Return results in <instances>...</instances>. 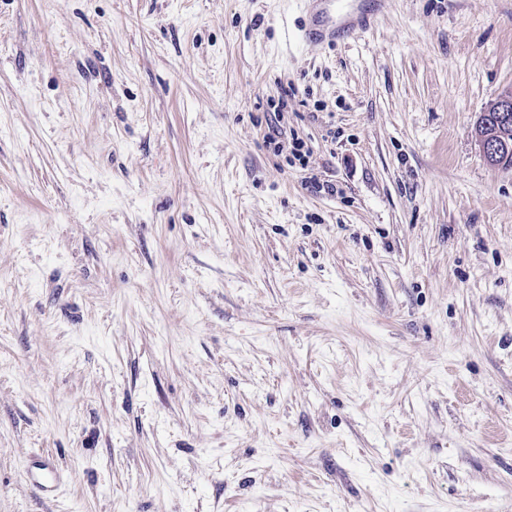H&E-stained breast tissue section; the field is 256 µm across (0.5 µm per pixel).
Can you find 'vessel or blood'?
<instances>
[{"mask_svg":"<svg viewBox=\"0 0 512 512\" xmlns=\"http://www.w3.org/2000/svg\"><path fill=\"white\" fill-rule=\"evenodd\" d=\"M385 0H374L373 5L361 0H349L346 8L336 6V0H307L309 26L305 36L321 45L339 38H356L369 32ZM29 483L41 494L49 495L61 483V474L54 461L47 457L32 459L26 467Z\"/></svg>","mask_w":512,"mask_h":512,"instance_id":"vessel-or-blood-1","label":"vessel or blood"}]
</instances>
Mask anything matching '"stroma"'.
<instances>
[{
    "mask_svg": "<svg viewBox=\"0 0 512 512\" xmlns=\"http://www.w3.org/2000/svg\"><path fill=\"white\" fill-rule=\"evenodd\" d=\"M305 8L0 0V512H512V0ZM309 26L305 38L315 45L336 42L341 37L357 38L369 32L387 0H372L373 5L351 0L346 8L336 10L335 0H305ZM494 109L499 112L501 125L491 128L482 122L481 130L475 135L485 161L495 166H506L510 160V154L507 147L501 146L500 129L510 124L512 120V113H510L512 112V89L506 90L498 97ZM26 475L29 483L42 496H48L56 491L61 483L58 467L49 457L32 459L26 466Z\"/></svg>",
    "mask_w": 512,
    "mask_h": 512,
    "instance_id": "obj_1",
    "label": "stroma"
}]
</instances>
